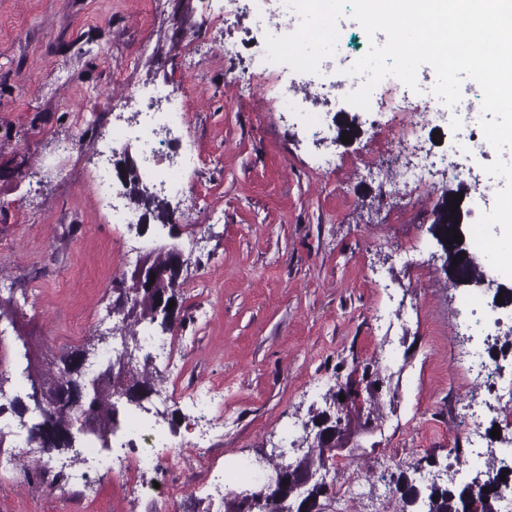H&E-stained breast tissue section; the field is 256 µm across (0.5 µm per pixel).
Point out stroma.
I'll return each mask as SVG.
<instances>
[{"label":"stroma","mask_w":512,"mask_h":512,"mask_svg":"<svg viewBox=\"0 0 512 512\" xmlns=\"http://www.w3.org/2000/svg\"><path fill=\"white\" fill-rule=\"evenodd\" d=\"M144 0H0V298L12 300L32 344L49 356L111 333V280L127 267L114 246L146 253L177 246L188 266L177 290L183 337L175 369L152 407L162 420L119 417L110 448L94 445L85 482L56 486L55 470L0 473V512H224L243 465L273 450L295 457L311 412H334L328 392L363 368L382 385L380 417L353 435L355 453L326 465L325 512H393L394 481L419 471L469 468L468 428L498 448L512 435V398L478 420L454 413L456 380L469 355L495 365L512 385V328L500 348L456 328L467 288L450 285L429 231L448 186L436 171L422 187L398 173L416 145L447 153V126L384 143L389 112L356 113L316 99L325 133L312 139L298 114L279 111L277 84L294 74L265 70V38L250 13L221 19L219 0H165L150 24ZM189 89L183 130L160 134L164 156L199 155L170 199V224H116L117 198L97 180L98 154L112 126L113 99L154 104L153 86ZM358 115L350 143L343 116ZM81 138V155L70 142ZM341 161L327 174L325 152ZM107 285H100L102 277ZM153 428L156 466L112 482V460L136 457ZM499 437H492V429ZM206 436L207 455L194 444ZM360 485L343 500L352 479Z\"/></svg>","instance_id":"obj_1"}]
</instances>
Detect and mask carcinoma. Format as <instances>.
<instances>
[{"label": "carcinoma", "instance_id": "cac0c4a2", "mask_svg": "<svg viewBox=\"0 0 512 512\" xmlns=\"http://www.w3.org/2000/svg\"><path fill=\"white\" fill-rule=\"evenodd\" d=\"M125 188L129 196L154 220L162 224L172 221L167 203L153 195L136 173H128ZM470 190L471 186L462 182L455 189L444 190L440 196L444 205L433 208L434 219L430 227L434 238L442 244L443 269L451 285L456 288L469 287L482 280L483 269L478 263L472 264L462 275L457 273V267L452 262L459 261L460 250L457 244L447 243V231L457 230L455 219L458 215L452 213L454 195L461 193L467 196ZM168 261V252L152 251L138 262L130 275H122L117 282L119 296L113 313L119 317L121 335L132 342L140 340L137 326L143 322L151 325L156 323L163 332L171 327V322L159 318L157 307L162 301L168 303L175 300L176 284L159 278L148 288L138 287L139 272L161 268ZM16 339L22 342L24 349L19 369L25 381V391L22 396H7L6 385L11 382V378L0 369V399H6V403H0V414L9 409L19 417V423L26 426L27 447L52 450L67 456L73 464L82 461V450L90 448L94 441L101 442L114 433L118 419L113 403L118 395L125 394L143 402L154 392L156 381L160 378L152 357L141 352L133 369L123 373L109 359L98 375L87 381L72 368L79 349L53 358L49 367L45 368L39 355L28 347L21 333H16ZM80 420L85 426L80 441L62 446L51 440L55 433L71 428ZM336 451L338 443L320 442L308 445L307 450L293 460L276 458L271 465L288 472V483L257 502L253 500L255 493L247 489L236 493L233 499L225 502V512H290L288 505L299 500L306 492L298 488V484L307 474L323 469L336 456ZM510 481L511 469L503 481L497 476L481 482L476 475L463 487L458 488L450 481L446 487L431 485L424 493L409 486L401 493L402 506L397 512H408V509L419 504L427 506L425 512H474L473 505L477 500L482 503L485 512H492V504L501 498L500 487ZM306 493L316 505L315 512H324L320 499L327 493V487L313 484Z\"/></svg>", "mask_w": 512, "mask_h": 512}]
</instances>
